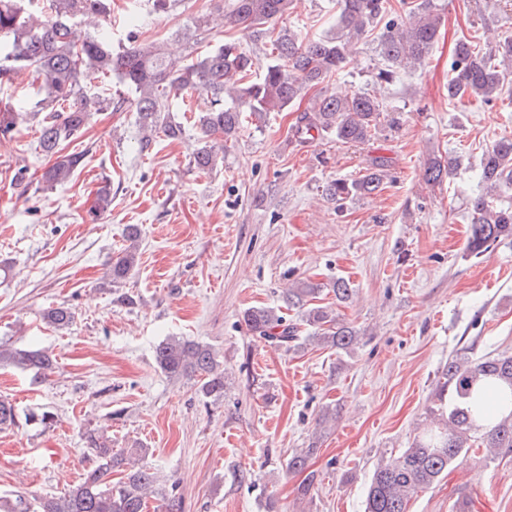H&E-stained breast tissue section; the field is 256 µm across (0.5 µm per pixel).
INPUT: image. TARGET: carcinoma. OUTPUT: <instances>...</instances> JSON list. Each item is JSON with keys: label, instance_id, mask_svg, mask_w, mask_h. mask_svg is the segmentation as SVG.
Here are the masks:
<instances>
[{"label": "carcinoma", "instance_id": "1", "mask_svg": "<svg viewBox=\"0 0 512 512\" xmlns=\"http://www.w3.org/2000/svg\"><path fill=\"white\" fill-rule=\"evenodd\" d=\"M211 11L192 21V44L188 53L174 57L154 43L112 47V31L100 20L112 14V0H0V81L28 73L42 93L29 108L0 109V136L12 135L18 127L36 123L38 146L54 162L41 174L40 182L60 185L84 165L86 152H63L86 127L91 116L109 108H131L138 113L142 129L161 133L169 140L183 135V126L170 116L171 101L181 98L182 111L199 113L205 141L199 143L190 162L201 171L217 165L216 145L208 138L219 135L233 142L243 124L244 113L261 121L269 112L284 110L306 93L338 74L355 45L384 23L377 45L380 65L375 77L392 84L403 72L420 67L431 52L441 27V16L432 0L411 4L400 0L401 13L392 11L388 0H337L336 24L316 40H303L278 21L293 7V0H210ZM216 25L248 32L267 39L272 61L260 74L252 57L234 39H227L204 54L197 45L209 39ZM448 102L466 105L490 104L500 87L512 76V35H497L479 44L457 39L451 51ZM111 75L132 97L112 98L93 91L84 78L89 73ZM204 88L210 98L199 107L191 99ZM400 126V117L386 112L383 104L364 92L336 96L326 92L312 99L297 117L293 137L301 142L334 140L343 145H364L380 127ZM390 160L374 156L359 178L336 180L324 187L331 203L371 195L388 177ZM457 167V160L433 157L423 170V180L440 185ZM482 190L470 200L471 228L468 249L475 255L489 251L501 238L512 236V207L496 204V193L512 186V138L487 148L481 159ZM128 245L112 261V281L125 279L138 264L139 233L127 231ZM320 288L301 283L286 291L288 305L301 310V320L314 328L316 339L342 351L357 343L354 328L338 321L334 310L308 305ZM47 322L57 329L73 320L64 305L50 309ZM243 321L258 340L286 346L298 339V327L274 309L246 310ZM157 367L170 378L195 377L206 399L224 396V369L209 346L169 337L155 348ZM12 364L46 374L54 366L44 350L17 349L0 345V365ZM438 401L447 408L431 411L430 423L415 436L409 448L382 462L373 471L365 495V512H407L410 500L448 476V469L473 448L512 449V353L470 359L457 354L436 384ZM16 422L15 406L0 398V429ZM93 466L78 484L61 497L31 501L18 495L6 512H145L150 498L166 501L167 512H180L168 497L158 475L140 460L146 449L116 450L112 441L92 430L85 436ZM313 449L295 451L288 468L306 473L300 491L307 494L316 479L309 470ZM120 474L112 481V473Z\"/></svg>", "mask_w": 512, "mask_h": 512}]
</instances>
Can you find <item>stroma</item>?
Listing matches in <instances>:
<instances>
[{"mask_svg": "<svg viewBox=\"0 0 512 512\" xmlns=\"http://www.w3.org/2000/svg\"><path fill=\"white\" fill-rule=\"evenodd\" d=\"M436 2L443 35L416 71L375 84V30L325 84L375 95L399 113V128L366 145L294 141L306 97L263 121L245 118L205 173L190 163L194 112L174 114L183 140L160 136L145 149L135 112L95 115L69 145L86 150L84 168L53 188L14 178L48 165L34 126L0 141V266L9 269L0 342L56 358L41 378L0 367V396L17 412L0 431V497L62 495L91 466L85 434L95 429L113 448L146 449L145 464L174 489L181 512H364L376 465L412 443L449 357L512 352V236L478 256L467 247L482 154L512 138V80L491 104L448 102L453 41L512 34V11L499 0ZM210 8L179 0L141 39L182 50L176 34ZM337 10V0H296L283 24L315 39ZM373 156L390 160L383 190L340 208L323 199L328 182L359 178ZM434 156L462 164L432 187L422 173ZM106 184L111 204L91 216ZM130 224L140 230L139 261L116 283L112 259ZM340 278L355 290L343 303L331 291ZM302 282L319 286L316 305L357 331L353 349L314 340L286 348L249 334L250 307L297 321L283 295ZM59 304L74 315L65 330L43 319ZM171 336L218 352L223 398L203 399L195 380L158 369L155 348ZM33 412L49 413L48 423H28ZM298 448L314 451L317 480L305 496L302 475L288 470ZM460 501L512 512V450L472 449L409 512H455Z\"/></svg>", "mask_w": 512, "mask_h": 512, "instance_id": "stroma-1", "label": "stroma"}]
</instances>
